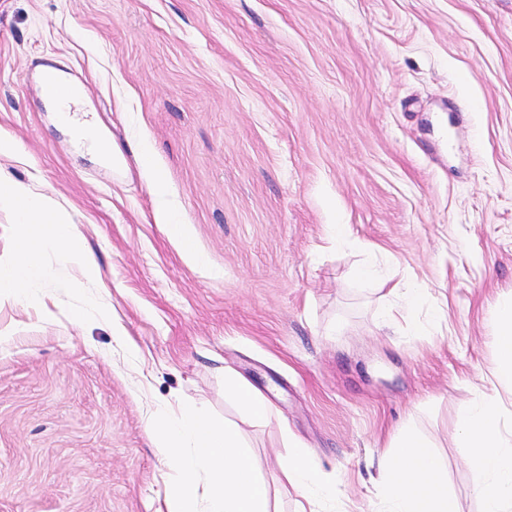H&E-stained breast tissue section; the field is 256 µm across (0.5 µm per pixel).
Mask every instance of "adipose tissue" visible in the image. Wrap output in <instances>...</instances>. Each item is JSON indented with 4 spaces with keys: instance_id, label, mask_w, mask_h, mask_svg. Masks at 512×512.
Returning <instances> with one entry per match:
<instances>
[{
    "instance_id": "1",
    "label": "adipose tissue",
    "mask_w": 512,
    "mask_h": 512,
    "mask_svg": "<svg viewBox=\"0 0 512 512\" xmlns=\"http://www.w3.org/2000/svg\"><path fill=\"white\" fill-rule=\"evenodd\" d=\"M2 205L12 210L17 224L37 227L38 234L24 241L11 264L0 263L1 297L26 299L25 284L39 270L38 249L45 238L67 257L80 260L83 274L94 273L95 263L86 256L74 225L58 214L50 198L0 178ZM496 348L495 380L512 398V306L499 313ZM155 427L158 448L175 471L168 512H188L186 500L198 491L206 512H270L269 489L233 427L215 424L202 410L166 413ZM456 447L470 465L482 512H512V423L503 420L501 399L480 394L471 401ZM280 469L297 493L294 512H314L317 495L332 497L310 449L300 441L292 442ZM382 469L383 512H458L442 477L441 460L419 435L398 433L382 457Z\"/></svg>"
}]
</instances>
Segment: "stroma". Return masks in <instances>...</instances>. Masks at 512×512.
Instances as JSON below:
<instances>
[{"label":"stroma","instance_id":"obj_1","mask_svg":"<svg viewBox=\"0 0 512 512\" xmlns=\"http://www.w3.org/2000/svg\"><path fill=\"white\" fill-rule=\"evenodd\" d=\"M49 66L120 164L61 124ZM0 134V175L98 266L43 242L29 302L0 299V512H166V408L235 426L273 512L292 437L339 512H376L405 428L481 512L452 434L512 301V0H0ZM386 278L420 291L397 332ZM44 81L52 83L56 88L57 97L60 101L67 103L70 96L71 80L64 73L48 70L44 73ZM72 103L78 105L81 101L80 90L73 86L71 88ZM230 387L238 403L251 417L265 419L272 414L271 403L250 384L246 382H232Z\"/></svg>","mask_w":512,"mask_h":512}]
</instances>
